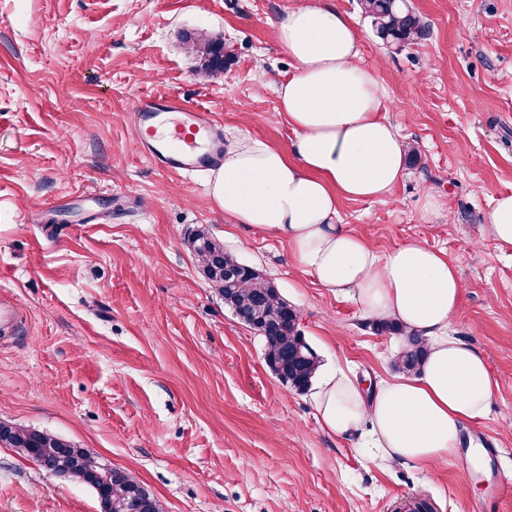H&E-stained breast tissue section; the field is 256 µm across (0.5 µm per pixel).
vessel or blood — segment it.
Segmentation results:
<instances>
[{"instance_id":"obj_1","label":"vessel or blood","mask_w":512,"mask_h":512,"mask_svg":"<svg viewBox=\"0 0 512 512\" xmlns=\"http://www.w3.org/2000/svg\"><path fill=\"white\" fill-rule=\"evenodd\" d=\"M140 152L156 165L188 175L215 169L224 160V128L209 112L170 93L142 101L132 114Z\"/></svg>"}]
</instances>
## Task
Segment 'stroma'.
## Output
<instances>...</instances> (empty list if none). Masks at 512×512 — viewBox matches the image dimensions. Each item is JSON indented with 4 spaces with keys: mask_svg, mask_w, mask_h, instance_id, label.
<instances>
[{
    "mask_svg": "<svg viewBox=\"0 0 512 512\" xmlns=\"http://www.w3.org/2000/svg\"><path fill=\"white\" fill-rule=\"evenodd\" d=\"M295 2L0 0V303L18 312L0 335V422L76 443L165 512H512V250L485 229L493 196L512 193V0H408L428 32L400 50L358 0H327L353 18L358 61L418 155L382 197L340 198L339 221L381 250L422 240L457 265L450 333L497 384L463 431L495 442L486 473H465L459 451L427 470L387 463L326 432L311 393L273 374L261 338L210 288L193 231L275 282L321 367L372 384L395 373L401 336L321 288L285 240L225 219L208 175L161 170L134 143V106L173 92L211 112L225 141L287 147L276 88L295 64L274 24ZM218 31L231 63L201 76L181 36ZM0 512L100 507L91 488L0 446Z\"/></svg>",
    "mask_w": 512,
    "mask_h": 512,
    "instance_id": "35a3bbf8",
    "label": "stroma"
}]
</instances>
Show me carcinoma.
<instances>
[{
    "label": "carcinoma",
    "mask_w": 512,
    "mask_h": 512,
    "mask_svg": "<svg viewBox=\"0 0 512 512\" xmlns=\"http://www.w3.org/2000/svg\"><path fill=\"white\" fill-rule=\"evenodd\" d=\"M365 17L377 36L393 49H402L423 38L426 22L413 11L407 0H360ZM198 60L204 75L227 70L230 55L224 51V35H208L203 39L183 36ZM202 245L195 256L210 287L224 299V305L235 313L248 310L254 319L268 321L273 328L261 335L268 366L281 373L288 385L305 391L311 384L319 362L298 330L299 314L280 296L277 288L250 266L235 282H224V267L238 263L224 252V246L204 229L195 232ZM380 333L402 335L405 345L395 365L406 373L417 372L427 348L423 339L393 323H377ZM0 445L15 448L29 460L38 459L41 469L66 480L91 487L99 502L100 512H122V506L133 496L147 504L148 512H164L160 501L139 482L124 472H111L99 457L59 436L0 422Z\"/></svg>",
    "instance_id": "obj_1"
}]
</instances>
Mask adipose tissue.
<instances>
[{
  "instance_id": "ef3b65f1",
  "label": "adipose tissue",
  "mask_w": 512,
  "mask_h": 512,
  "mask_svg": "<svg viewBox=\"0 0 512 512\" xmlns=\"http://www.w3.org/2000/svg\"><path fill=\"white\" fill-rule=\"evenodd\" d=\"M275 30L296 64L277 88L293 137L285 148L235 138L210 195L231 223L286 239L320 287L425 339L418 374L389 377L368 392L341 367L328 368L314 402L328 433L371 440L386 461L428 467L455 453L463 426L484 419L494 395L483 354L448 333L463 285L455 264L426 242L382 252L337 221L340 197L377 199L406 164L379 79L358 61L352 18L322 0H299Z\"/></svg>"
}]
</instances>
